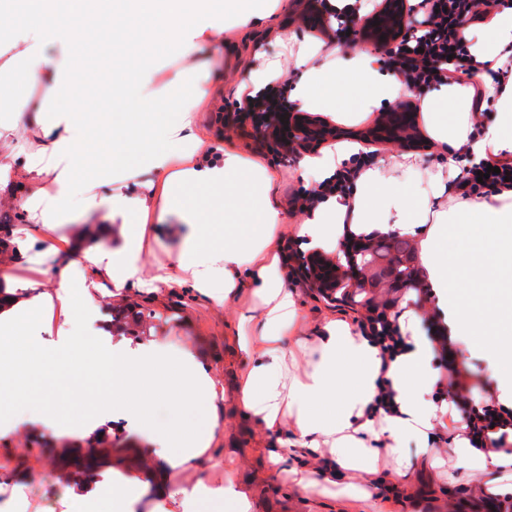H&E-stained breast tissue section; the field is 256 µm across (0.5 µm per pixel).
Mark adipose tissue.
<instances>
[{
    "instance_id": "obj_1",
    "label": "adipose tissue",
    "mask_w": 512,
    "mask_h": 512,
    "mask_svg": "<svg viewBox=\"0 0 512 512\" xmlns=\"http://www.w3.org/2000/svg\"><path fill=\"white\" fill-rule=\"evenodd\" d=\"M249 26L264 13L263 0H0V25L8 39L0 50V97L13 111L31 112L38 149H0V195H17L27 181L20 207L34 225L63 223L71 210L84 219L121 216L133 225L126 245L113 252L111 265L86 252L81 262L94 276L111 275L114 287L141 281L138 252L151 223L176 212L193 225L176 258L186 271L185 285L221 305L249 293L255 308L242 314L239 356L246 366L239 406L262 428L280 434L292 457L320 461L328 483L359 491L366 464L386 451L399 478H406L404 438L423 443L426 457L437 454L426 444L441 408L433 398L438 376L431 348L416 333L413 317L399 316L409 336L406 350L389 366L370 337L343 321L325 318L309 346L303 372L284 360V342L302 321L300 302L285 277L281 240L284 215L277 200L275 174L257 157L217 152L192 127L191 112L212 95L206 71L185 67L159 78L154 56L113 54L99 60L89 50L120 45L130 25L142 27L149 43L187 58L201 37L221 41L218 12ZM462 37L475 59L489 62L461 83L443 85L424 99V132L438 153L437 168L413 193L392 184L388 167L404 178L418 174L415 158L393 162L367 157L359 142L305 155L303 179L335 181L351 171L344 192L325 195L305 209L298 237L314 250H338L342 239L357 236L411 237L418 243L425 276L422 283L449 310L458 333L473 337L495 357L502 387L512 388V190L460 197L455 187L459 158L472 162L512 156V83L497 89L490 70L512 63V9L499 13L490 30L464 26ZM59 54L49 62L48 47ZM301 70L288 95L309 112L335 116L337 123L358 124L362 113L400 101L409 90L402 76L381 70L362 46L350 44L345 59L314 44L297 57ZM364 82L357 112L337 111L344 69ZM494 108L492 122L475 125L471 112L475 86ZM41 102L32 105L29 92ZM107 147L106 158L91 156L89 143ZM150 173L138 189L107 196L97 191L115 173ZM79 366L84 375L108 388L93 414L70 419L49 414L43 402H30L23 381L43 371ZM395 392L393 410L374 411L380 379ZM186 408L215 410L221 400L210 375L190 351L174 352L151 342L120 350L103 337L80 332L64 340L52 356L38 350L18 357L0 342V430L18 429L34 418L52 426L60 438L82 441L106 437L113 414H123L148 433L162 467L152 478L158 500L167 497L168 470L198 466L218 427L216 418L200 426L156 424V401ZM448 453L463 464H479L483 490L498 499L512 498V482L498 475L507 455L472 448L466 422H459ZM114 492L99 496L97 478H86L82 497L97 500L105 512L126 507L140 486L136 473L111 469ZM224 501L237 512H250L251 496L232 478L223 484H195L182 499V512H202Z\"/></svg>"
}]
</instances>
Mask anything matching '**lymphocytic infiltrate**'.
Masks as SVG:
<instances>
[{
	"label": "lymphocytic infiltrate",
	"instance_id": "lymphocytic-infiltrate-1",
	"mask_svg": "<svg viewBox=\"0 0 512 512\" xmlns=\"http://www.w3.org/2000/svg\"><path fill=\"white\" fill-rule=\"evenodd\" d=\"M509 7L512 0H407V9L417 25L400 40L386 64L404 77L412 96L417 98L425 90L461 81L478 65L460 35L461 28L467 24L487 25L500 10ZM242 112L253 124L266 125L276 143H285L281 118L290 109L278 89L271 87L264 93L246 95ZM425 321L433 352L443 363L439 379L448 387L449 403H458L471 390L469 374L453 357L455 343L439 309H432ZM359 328L375 339L386 360L393 359L404 341L395 319L383 309L370 310L360 320ZM467 422L470 437L478 441L480 448L512 452V406L489 397L469 406Z\"/></svg>",
	"mask_w": 512,
	"mask_h": 512
}]
</instances>
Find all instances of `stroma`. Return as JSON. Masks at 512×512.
Here are the masks:
<instances>
[{
    "label": "stroma",
    "instance_id": "stroma-1",
    "mask_svg": "<svg viewBox=\"0 0 512 512\" xmlns=\"http://www.w3.org/2000/svg\"><path fill=\"white\" fill-rule=\"evenodd\" d=\"M280 2L286 11L275 17L277 30L264 43L263 58L243 54L248 30L239 27L231 18L224 21L223 42L198 44L192 61L197 65H209L214 93L200 105L194 120L199 134L214 146L260 157L275 171L278 200L287 212L288 231L283 244L293 247L297 244L294 228L301 217L293 201L311 190L298 174V156L258 144L252 136L253 124L249 121L236 124L234 134L225 132L227 124H235L237 93L243 87L246 74L259 61L278 62L285 80L290 82L299 76L294 62L302 44L316 42L332 47L337 43L336 37L302 22L308 0ZM84 224V219L77 216L70 223L55 225L47 230V239L43 242L28 241L26 225L20 223L15 227L19 256L7 264V271L12 275L8 286L36 311L37 319L31 325L30 333L49 348L72 336L80 327L73 304L55 295L60 277H68L72 284H81L88 277L80 262L84 250L109 253L125 243L126 227L120 221L109 222L106 232L94 243L83 236ZM188 231V225L178 216L170 215L146 235L139 253L143 287L117 289L107 276L95 281L99 289L98 325L109 321V304H149L155 312L149 322L150 340L190 349L209 372L216 387L224 393V399L216 409L218 428L210 448L197 469L170 471V491L192 488L200 480L220 485L230 476L250 491L252 512H481L480 475L445 453L440 454L438 464L430 473H423L419 468L420 444L413 438L402 442L409 481L398 482L392 464L386 457H378L374 473L367 475L364 483L369 499L342 496L335 486L320 480L305 489L294 486L287 475L294 465L293 460L282 464L272 462V453L280 449L275 434L246 417L235 400L244 375L237 355L239 317L250 304V296L244 294L217 305L195 296L186 287L175 285L159 290L150 287L155 276L179 277L174 258ZM48 245L53 246L56 253L55 260L49 262L42 257ZM288 283L300 293L301 332L306 338L314 336L324 317L332 315L352 325L367 315L371 305L386 306L388 314L394 315L412 307L416 297L412 288L385 291L372 300L363 294L346 295L341 288L323 294L310 288L295 273L289 274ZM461 342L459 358L471 375L474 395H500V381L492 356L478 347L472 337H462ZM104 387V382L98 379L51 371L32 387L31 392L38 398L52 396L61 413L81 415L93 411ZM29 435L47 441L56 437L53 429L36 421L23 423L20 429L0 435V476L10 479L7 486L0 488V504L12 493L19 492L29 502L27 512H71L70 485L61 481L60 473L53 467L45 449L26 447L25 438ZM112 445L117 458L128 462L130 470L135 472L140 471L141 460L152 459L154 455L150 438L126 426L121 419L112 422Z\"/></svg>",
    "mask_w": 512,
    "mask_h": 512
}]
</instances>
